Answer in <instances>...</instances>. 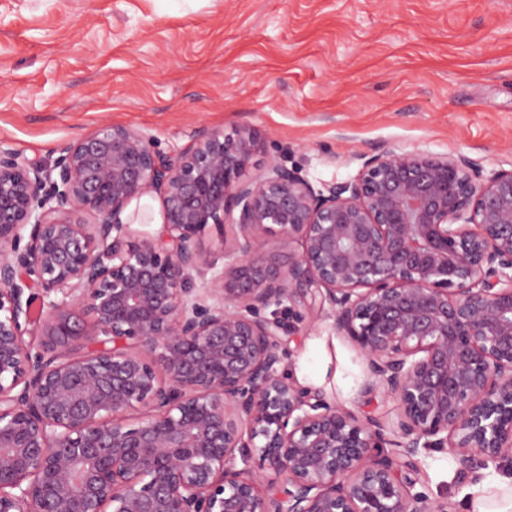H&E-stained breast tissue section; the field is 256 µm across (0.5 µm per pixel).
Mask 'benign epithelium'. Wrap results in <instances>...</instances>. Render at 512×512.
Segmentation results:
<instances>
[{
  "instance_id": "7a95c632",
  "label": "benign epithelium",
  "mask_w": 512,
  "mask_h": 512,
  "mask_svg": "<svg viewBox=\"0 0 512 512\" xmlns=\"http://www.w3.org/2000/svg\"><path fill=\"white\" fill-rule=\"evenodd\" d=\"M262 150L0 143V512H448L420 451L512 467V169L386 150L321 189L274 157L242 179ZM152 193L156 235L127 214ZM317 312L393 422L285 376Z\"/></svg>"
}]
</instances>
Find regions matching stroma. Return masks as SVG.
<instances>
[{
	"label": "stroma",
	"instance_id": "1",
	"mask_svg": "<svg viewBox=\"0 0 512 512\" xmlns=\"http://www.w3.org/2000/svg\"><path fill=\"white\" fill-rule=\"evenodd\" d=\"M109 122L173 155L202 131L250 129L267 156L314 187L354 179L360 154L462 153L512 169V0H0V141L33 160ZM335 336L315 386L393 421L361 393L362 358L319 316L291 342L287 372ZM418 477L450 512H486L512 488L475 485L451 454Z\"/></svg>",
	"mask_w": 512,
	"mask_h": 512
}]
</instances>
